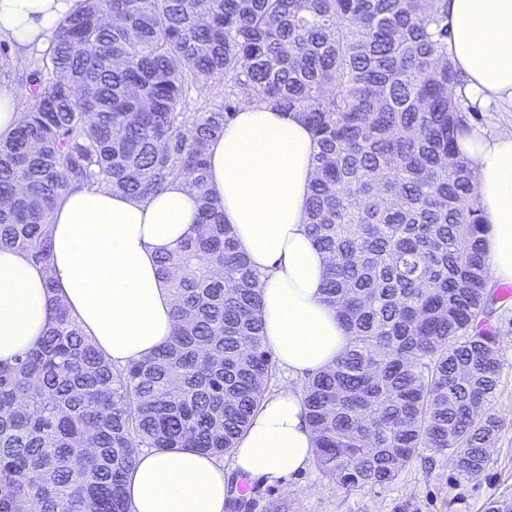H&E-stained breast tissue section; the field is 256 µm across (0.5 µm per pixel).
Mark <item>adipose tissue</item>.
I'll list each match as a JSON object with an SVG mask.
<instances>
[{
  "mask_svg": "<svg viewBox=\"0 0 512 512\" xmlns=\"http://www.w3.org/2000/svg\"><path fill=\"white\" fill-rule=\"evenodd\" d=\"M83 5L0 0V40L28 56ZM448 27V55L470 101L512 106V0H448ZM456 146L472 168L490 273L512 283V127L465 131ZM317 151L300 118L268 103L242 105L208 150L207 187L260 274L264 343L298 376L333 366L350 342L324 300L330 257L306 231ZM198 209L185 179L145 200L104 188L64 192L49 267L0 249V364L35 347L55 297L113 364L151 357L174 330L172 292L156 259L198 233ZM314 441L301 390L280 389L252 415L231 465L191 448L139 454L126 482L129 512H226L225 468L284 481L306 468Z\"/></svg>",
  "mask_w": 512,
  "mask_h": 512,
  "instance_id": "ef3b65f1",
  "label": "adipose tissue"
}]
</instances>
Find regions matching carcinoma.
<instances>
[{
  "instance_id": "cac0c4a2",
  "label": "carcinoma",
  "mask_w": 512,
  "mask_h": 512,
  "mask_svg": "<svg viewBox=\"0 0 512 512\" xmlns=\"http://www.w3.org/2000/svg\"><path fill=\"white\" fill-rule=\"evenodd\" d=\"M84 2L0 140V247L48 264L76 186L144 198L189 179L202 231L158 260L175 329L153 357L113 366L54 299L39 343L0 365V512H128L137 453H231L265 399L278 365L259 274L206 187L210 142L243 102L295 112L319 148L309 232L350 346L302 386L317 467L374 491L430 451L480 476L500 427L499 296L456 152L474 107L448 58V0ZM216 75L221 101L187 111Z\"/></svg>"
}]
</instances>
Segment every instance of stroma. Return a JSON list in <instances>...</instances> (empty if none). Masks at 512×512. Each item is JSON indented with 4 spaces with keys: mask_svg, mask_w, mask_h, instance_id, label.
<instances>
[{
    "mask_svg": "<svg viewBox=\"0 0 512 512\" xmlns=\"http://www.w3.org/2000/svg\"><path fill=\"white\" fill-rule=\"evenodd\" d=\"M493 323L500 341V383L493 401L500 430L488 467L478 478L462 477L444 458L429 472L413 464L384 490L350 491L311 463L284 486L226 471L233 497L244 499V512H269L272 504L281 502L287 503L288 512H392L397 502L408 498L419 512H484L488 500L512 495V298L502 300Z\"/></svg>",
    "mask_w": 512,
    "mask_h": 512,
    "instance_id": "stroma-1",
    "label": "stroma"
}]
</instances>
